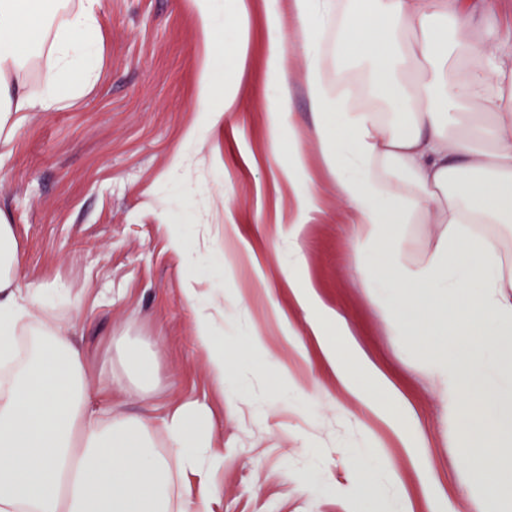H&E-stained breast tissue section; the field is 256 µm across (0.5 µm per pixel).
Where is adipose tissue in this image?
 I'll list each match as a JSON object with an SVG mask.
<instances>
[{
	"instance_id": "ef3b65f1",
	"label": "adipose tissue",
	"mask_w": 512,
	"mask_h": 512,
	"mask_svg": "<svg viewBox=\"0 0 512 512\" xmlns=\"http://www.w3.org/2000/svg\"><path fill=\"white\" fill-rule=\"evenodd\" d=\"M98 0L69 13L52 42L54 61L33 97L17 86L21 45L37 0H0V132L30 112L52 109L86 79L97 53ZM304 51V80L317 117L312 138L333 174L354 226L351 248L367 284L391 290L390 332L407 346L440 393L478 467L483 512H512V263L481 226L512 223V63L498 55L491 10L475 0H291ZM337 55L371 67L379 109L353 112L326 80L323 37ZM407 117L396 130L393 115ZM404 224H431L426 256L405 260ZM12 224L0 213V512H212L217 451L205 402L185 400L158 421L103 402L72 340L74 325L44 304L46 283L21 286ZM341 341L307 318L309 336L338 395L375 411L381 399L412 416L397 377L367 354L337 318ZM38 339L20 350L29 331ZM214 311L196 321L216 384L249 366L229 365L214 343ZM120 358L108 382L151 388L148 353L117 337ZM483 401L484 428L473 435L463 403ZM350 494L379 512L378 471L351 459ZM198 498L181 490L187 474Z\"/></svg>"
}]
</instances>
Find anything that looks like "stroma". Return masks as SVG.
Segmentation results:
<instances>
[{
  "instance_id": "35a3bbf8",
  "label": "stroma",
  "mask_w": 512,
  "mask_h": 512,
  "mask_svg": "<svg viewBox=\"0 0 512 512\" xmlns=\"http://www.w3.org/2000/svg\"><path fill=\"white\" fill-rule=\"evenodd\" d=\"M224 3L99 0L90 80L0 135V212L15 228L20 279L66 289L61 313L91 378L117 366L115 337L149 350L150 398L116 387L113 405L154 420L186 399L208 403L224 442L212 512H359L347 497L349 460L366 452L386 498L402 482L413 502L426 495L434 512H454L449 492L472 485L476 465L460 453L427 374L391 336L383 295L356 273L353 227L311 140L298 21L287 0H245L233 19ZM206 15L228 69L214 103L233 101L216 128L196 109ZM276 40L288 59L284 112L268 111L265 97L276 84ZM294 143L307 167L290 182L279 170ZM310 185L318 202L306 209L298 200ZM292 245L303 258L293 274ZM292 275L396 374L423 434L355 405L342 415L330 397L315 402L286 388L270 405L272 379L327 377L317 355L301 357L289 342L308 315L288 289ZM190 281L201 301L223 305L225 344L261 339L257 369L240 374L234 392L216 386L194 337Z\"/></svg>"
}]
</instances>
